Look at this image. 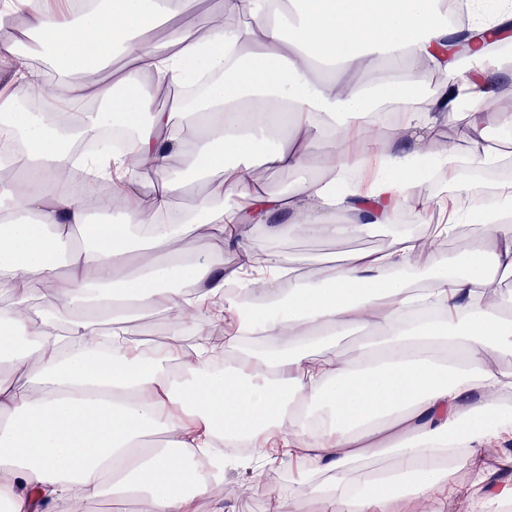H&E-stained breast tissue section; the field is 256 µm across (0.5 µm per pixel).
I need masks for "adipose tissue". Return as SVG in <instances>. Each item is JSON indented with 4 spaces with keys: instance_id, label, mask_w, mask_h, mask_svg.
<instances>
[{
    "instance_id": "ef3b65f1",
    "label": "adipose tissue",
    "mask_w": 512,
    "mask_h": 512,
    "mask_svg": "<svg viewBox=\"0 0 512 512\" xmlns=\"http://www.w3.org/2000/svg\"><path fill=\"white\" fill-rule=\"evenodd\" d=\"M198 0H89L81 11L39 8L26 24L77 82H55L49 109H21L45 87L43 69L0 41V127L16 144L19 182L0 183V512H69L107 494L146 512H196L216 446L247 445L263 466L295 465L280 512L301 497L324 512H397L415 499L470 512L457 497L453 462L465 454L477 477L484 448L502 444L505 479L486 484L482 512L512 505V369L492 358L512 350V319L497 303L512 282V190L496 210L473 200L435 225L436 238L471 229L467 253L421 256L416 236L355 251L307 271L280 253L254 262L250 232L355 239L395 223L403 207L429 209L418 161L437 123L466 117L467 157L437 155L456 172L490 166L483 117L503 67L495 42L512 40V5L493 0L481 23L456 22L461 0H223L198 23L176 26L167 46L149 30L195 11ZM244 22L224 27L225 13ZM129 66L108 80L114 50ZM207 69L215 79L196 105L155 107L159 90ZM379 73L375 82L367 73ZM400 105L397 133L379 140L369 182L351 181L366 160L347 143L371 127L382 104ZM133 137L112 163L121 218L91 219L86 192L64 178L74 142L105 123ZM336 147L313 175L316 140ZM222 182L189 209L173 208V158ZM251 158L301 172L298 188L263 190ZM150 194H143V186ZM237 198L224 205L225 194ZM348 223H337L338 215ZM196 227L200 236L187 235ZM83 244L74 247L72 228ZM430 279L412 290L411 274ZM222 298L234 332L216 359L184 323L214 318ZM135 308L173 315L160 356L101 318ZM354 326L369 341L354 358L339 349ZM388 467L364 468V461Z\"/></svg>"
}]
</instances>
